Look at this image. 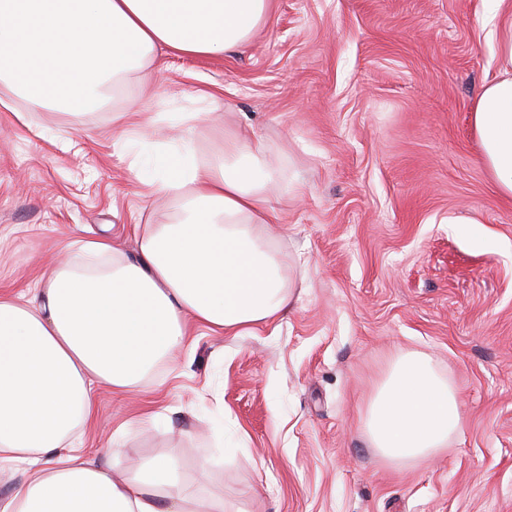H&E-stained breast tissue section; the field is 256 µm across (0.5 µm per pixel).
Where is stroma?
I'll return each instance as SVG.
<instances>
[{
	"label": "stroma",
	"mask_w": 512,
	"mask_h": 512,
	"mask_svg": "<svg viewBox=\"0 0 512 512\" xmlns=\"http://www.w3.org/2000/svg\"><path fill=\"white\" fill-rule=\"evenodd\" d=\"M496 27L483 0H274L241 51L162 59L151 99L130 81L88 112H0V290L29 287L68 242L135 253L136 173L167 137H120L125 109L200 113L203 160L224 126L252 127L300 183L278 206L306 290L279 327H196L162 386L120 402L98 386L86 447L107 453L130 423L118 467L169 455L243 512H512V199L472 122ZM402 349L433 357L463 424L398 471L361 414ZM146 408L158 421L134 424Z\"/></svg>",
	"instance_id": "1"
}]
</instances>
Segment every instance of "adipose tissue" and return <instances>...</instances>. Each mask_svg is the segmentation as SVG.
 I'll return each mask as SVG.
<instances>
[{
    "label": "adipose tissue",
    "mask_w": 512,
    "mask_h": 512,
    "mask_svg": "<svg viewBox=\"0 0 512 512\" xmlns=\"http://www.w3.org/2000/svg\"><path fill=\"white\" fill-rule=\"evenodd\" d=\"M501 18L500 74L473 107L483 160L512 197V0H484ZM271 0H0V110L12 92L30 108L82 110L105 82L136 79L152 98L162 55L221 58L245 47ZM198 113L176 120L184 137L155 155L150 198L176 202L169 224H136L139 248L81 242L78 255L21 292L0 290V471L27 469L0 512H233L223 497L187 486L173 458L136 471L94 457L83 431L95 387L123 394L186 344L189 325L243 336L282 320L305 277L283 252L276 196L288 167L261 141L225 128L222 148L199 160ZM362 426L398 468L436 457L461 429V401L432 357L401 351L369 398Z\"/></svg>",
    "instance_id": "1"
}]
</instances>
